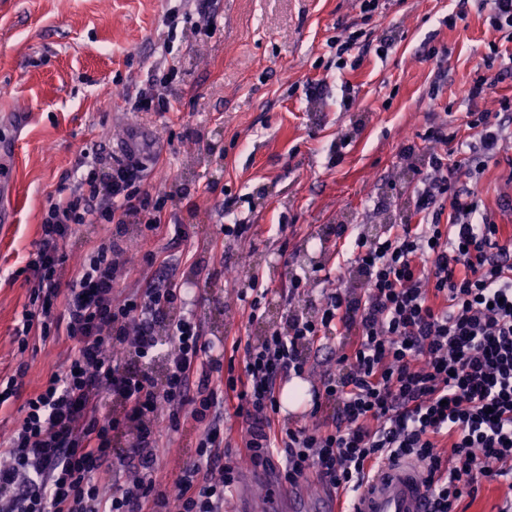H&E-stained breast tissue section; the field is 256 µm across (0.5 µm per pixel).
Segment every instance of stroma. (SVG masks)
I'll return each mask as SVG.
<instances>
[{
    "instance_id": "35a3bbf8",
    "label": "stroma",
    "mask_w": 512,
    "mask_h": 512,
    "mask_svg": "<svg viewBox=\"0 0 512 512\" xmlns=\"http://www.w3.org/2000/svg\"><path fill=\"white\" fill-rule=\"evenodd\" d=\"M454 7L386 0L368 19L356 0H0V114L32 115L17 133L15 195L0 198L12 218L0 237V375L27 361L33 389L65 365L68 341L17 349L31 288L25 266L46 200L82 150L112 145L132 124L155 125L166 147L145 163L144 185L165 197L184 238L167 226L152 234L127 225L130 271L117 293L138 288L145 252L169 258L188 290L186 311L223 364L225 337L260 336L292 310L314 314L327 280L340 275L328 227L353 224L372 236L382 211L407 219L430 128H461L471 110L465 91L485 75L498 36L474 10L449 28ZM352 22L374 49L340 70L331 42ZM107 84L118 97L102 95ZM159 84L170 111L133 113L125 95ZM511 173L512 159L499 154L476 187L500 224L512 222ZM228 224L250 231L228 238ZM244 267L259 270L268 290L259 323L248 322L246 284L233 277ZM296 275L308 277L310 292L290 301L284 291ZM201 433L191 420L169 432L157 462L166 482L193 460Z\"/></svg>"
}]
</instances>
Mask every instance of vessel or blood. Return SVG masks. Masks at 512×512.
I'll list each match as a JSON object with an SVG mask.
<instances>
[{
	"mask_svg": "<svg viewBox=\"0 0 512 512\" xmlns=\"http://www.w3.org/2000/svg\"><path fill=\"white\" fill-rule=\"evenodd\" d=\"M157 132L152 125L127 128L119 142L125 157L143 162L153 152ZM15 143L12 135L0 133V194L14 190L12 156ZM248 484L264 483L275 487L277 497L287 499L291 512H314V504L322 493L315 483L302 482L294 486H279L275 474L256 472ZM351 512H429V503L421 468L413 462L402 461L384 467L355 496Z\"/></svg>",
	"mask_w": 512,
	"mask_h": 512,
	"instance_id": "obj_1",
	"label": "vessel or blood"
}]
</instances>
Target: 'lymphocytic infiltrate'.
Segmentation results:
<instances>
[{
	"instance_id": "obj_1",
	"label": "lymphocytic infiltrate",
	"mask_w": 512,
	"mask_h": 512,
	"mask_svg": "<svg viewBox=\"0 0 512 512\" xmlns=\"http://www.w3.org/2000/svg\"><path fill=\"white\" fill-rule=\"evenodd\" d=\"M474 7L512 43V0H457L449 26ZM466 126L463 139L444 124L431 130L426 172L411 194L415 223L388 225L374 239L337 225L350 242L341 265L357 273L360 291H323L318 315H290L256 344L233 340L241 360L225 368L182 311L179 280L116 295L122 228L158 230L165 204L142 189L139 165L82 153L71 188L46 201L26 266L35 288L14 328L19 351L34 337H63L70 357L32 391L26 364L0 377V406L25 398L19 425L0 438V512H224L237 480L224 450L228 414L244 422L243 456L291 482L313 474L351 493L381 467L413 460L430 512H456L486 483L512 486V237L474 190L487 158L512 146L490 113H470ZM81 224L102 231L69 277ZM335 336L349 339L340 373L321 378L306 424L289 426L278 418V379L310 373V352ZM124 354L164 355V381L124 372ZM107 393L121 412L104 411ZM330 403L336 414L322 417ZM162 415L173 431L185 418L204 426L194 464L170 485L156 477L163 441L151 424ZM131 427L134 460L102 494L97 474L112 457V436Z\"/></svg>"
}]
</instances>
